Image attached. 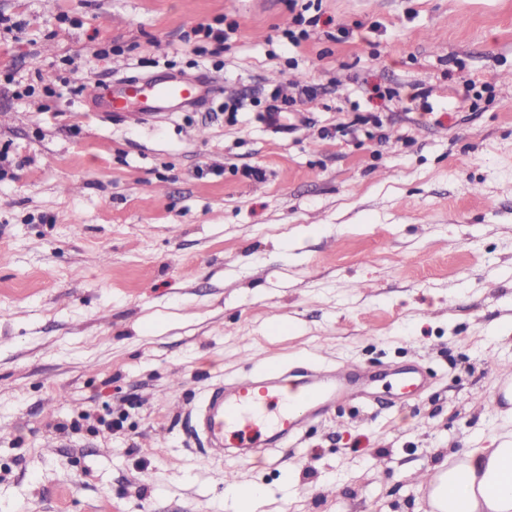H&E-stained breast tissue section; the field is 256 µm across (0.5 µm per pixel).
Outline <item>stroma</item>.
<instances>
[{"label":"stroma","instance_id":"1","mask_svg":"<svg viewBox=\"0 0 512 512\" xmlns=\"http://www.w3.org/2000/svg\"><path fill=\"white\" fill-rule=\"evenodd\" d=\"M0 15L20 27L0 38V512H232L230 472L264 490L256 512H430L417 473L512 429L495 404L512 366V0ZM201 23L227 30L221 53L185 41ZM167 72L221 89L144 123L84 102L90 81ZM343 361L429 383L247 458L192 430L214 385Z\"/></svg>","mask_w":512,"mask_h":512}]
</instances>
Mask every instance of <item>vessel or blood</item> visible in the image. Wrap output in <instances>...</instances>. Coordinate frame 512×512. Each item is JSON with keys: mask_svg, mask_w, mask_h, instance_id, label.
I'll return each instance as SVG.
<instances>
[{"mask_svg": "<svg viewBox=\"0 0 512 512\" xmlns=\"http://www.w3.org/2000/svg\"><path fill=\"white\" fill-rule=\"evenodd\" d=\"M213 91L210 81L170 74L152 81L128 79L112 87L94 82L85 101L110 112H133L145 118L197 108L211 99ZM362 374V367L345 365L330 373L305 369L290 382L283 375L268 373L230 387L219 385L201 402L194 428L207 447L218 452L267 448L295 437L306 420L323 417L351 398L352 386ZM420 386V378L412 371L396 373L386 384L399 398L413 395Z\"/></svg>", "mask_w": 512, "mask_h": 512, "instance_id": "obj_1", "label": "vessel or blood"}]
</instances>
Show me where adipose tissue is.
Here are the masks:
<instances>
[{
	"label": "adipose tissue",
	"instance_id": "ef3b65f1",
	"mask_svg": "<svg viewBox=\"0 0 512 512\" xmlns=\"http://www.w3.org/2000/svg\"><path fill=\"white\" fill-rule=\"evenodd\" d=\"M435 473L432 512H512V440L449 455Z\"/></svg>",
	"mask_w": 512,
	"mask_h": 512
}]
</instances>
